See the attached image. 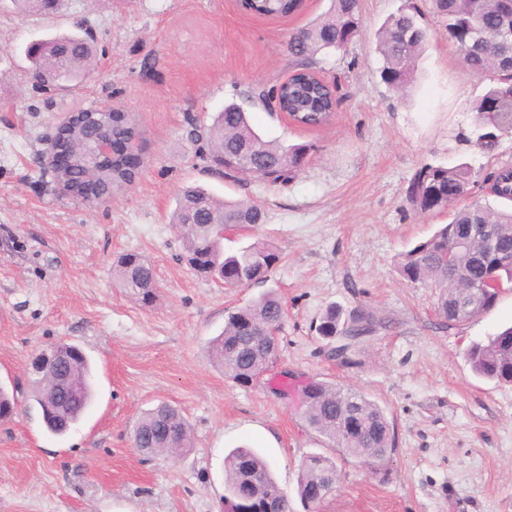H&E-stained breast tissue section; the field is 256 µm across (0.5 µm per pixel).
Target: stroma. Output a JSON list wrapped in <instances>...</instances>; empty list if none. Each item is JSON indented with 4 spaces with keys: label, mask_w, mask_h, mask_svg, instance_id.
Masks as SVG:
<instances>
[{
    "label": "stroma",
    "mask_w": 512,
    "mask_h": 512,
    "mask_svg": "<svg viewBox=\"0 0 512 512\" xmlns=\"http://www.w3.org/2000/svg\"><path fill=\"white\" fill-rule=\"evenodd\" d=\"M405 1L360 0V36L346 51L317 55L337 105L329 125L309 129L258 92L294 70L290 35L331 0H305L283 18L243 12L238 0H64L50 16L0 0V386L18 401L0 424V512H221L224 457L241 444L272 461L294 512H305L296 488L313 453L339 471L317 512H512V385L479 378L466 356L512 325V291L447 329L432 285L398 270L404 252L451 219L412 209L414 173L466 165V200H483L485 178L512 163V134L478 148L474 107L489 81L464 66L434 0H409L429 35L415 85L402 93L382 83L375 33ZM78 26L95 41V69L70 91L35 88L27 43ZM230 102L264 139L310 145L304 170L276 186L211 173L194 132ZM90 106L128 112L142 158L135 184L97 206L60 194L43 162L58 118ZM186 185L263 208L264 224L229 231L224 246L272 244L282 260L269 280L227 288L189 268L170 222ZM129 252L155 268L152 305L112 277ZM271 288L286 312L278 356L260 384L241 386L207 346L230 311ZM332 304L348 313L365 306L387 322L367 338L358 366L331 359L316 332ZM61 341L89 355L95 397L57 436L27 366ZM313 379L361 391L385 410L395 448L381 470L344 455L307 425L297 398L275 392ZM162 403L189 421L192 446L147 458L133 431Z\"/></svg>",
    "instance_id": "1"
}]
</instances>
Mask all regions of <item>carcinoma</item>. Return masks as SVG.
I'll return each instance as SVG.
<instances>
[{"mask_svg":"<svg viewBox=\"0 0 512 512\" xmlns=\"http://www.w3.org/2000/svg\"><path fill=\"white\" fill-rule=\"evenodd\" d=\"M444 17L448 38L459 49L465 66L489 78L490 86L476 104L475 111L488 118L478 142L494 145L500 134L512 131V42H501L497 33L504 24L500 0H435ZM258 12L268 17H284L297 12L294 0H260ZM482 31L484 43L472 39ZM361 33L359 0H332L329 13L299 29L288 43L296 59L295 76L287 85H275L262 98L278 100L286 112L298 113L297 120L320 126L327 113L336 110L337 99L315 78L314 57L320 53L346 50ZM426 28L418 11L406 6L387 18L377 34L376 50L382 58L380 77L393 90H402L415 79L416 62L427 43ZM28 72L41 78V89L76 87L89 72L95 58L87 37L78 33L51 36L26 46ZM135 123L115 113L112 117V154L97 158L92 170L82 161L90 136H69L59 143L74 156L67 168L68 181L77 187L91 183L102 189L108 185L122 190L135 183L141 159L133 150ZM201 150L213 165L224 162V173L256 178L271 185L285 183L305 166L310 146L266 140L250 125L246 113L236 103L224 106L210 125L197 135ZM496 186L489 192L494 201L463 208L455 204L468 192L470 170L464 165L447 167L425 164L410 180L407 197L419 213L453 209L451 221L430 239L402 255L399 271L412 282H430L437 290L436 310L443 326L460 323L492 309L500 296L490 291L477 298L472 292L492 276L512 288V208L496 205L512 202V168L494 172ZM262 209L242 201H226L204 188L186 187L172 216L182 234L188 265L206 277H217L229 288L267 279L281 260L270 244L255 241L227 254L219 225L243 227L263 222ZM474 224H489L495 233V248L472 232ZM113 277L126 292L149 305L156 298L153 266L139 254H125L113 266ZM284 309L280 298L269 290L231 311L224 330L208 343L213 363L240 384L259 381L276 358ZM386 327V321L366 308L348 315L334 306L322 314L316 331L328 341L330 351L344 366L358 364L365 338ZM68 374L72 390L58 391L45 378L33 380L35 401L50 409L48 429L62 435L75 423L90 402L91 365L81 348L71 346ZM474 372L499 383H512V327L489 337L485 344L474 343L467 350ZM303 415L318 433L335 442L342 452L364 466L376 470L393 449V432L385 410L360 391L335 384L311 381L304 385ZM133 436L139 447L152 455H177L191 446L190 427L180 411L161 404L145 413ZM336 463L322 454H312L302 462L297 494L308 506L322 501L317 489L325 483L336 486ZM280 490L269 462L254 448L237 447L224 458V512H258L266 499Z\"/></svg>","mask_w":512,"mask_h":512,"instance_id":"1","label":"carcinoma"}]
</instances>
